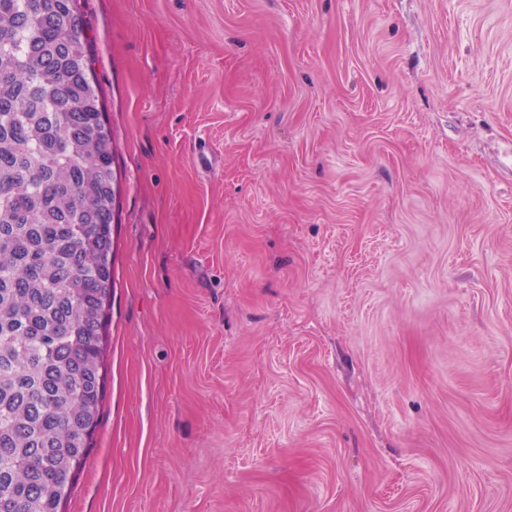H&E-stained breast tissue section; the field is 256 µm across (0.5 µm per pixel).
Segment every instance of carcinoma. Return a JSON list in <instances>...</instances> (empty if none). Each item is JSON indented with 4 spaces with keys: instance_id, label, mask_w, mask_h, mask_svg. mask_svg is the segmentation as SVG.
I'll return each mask as SVG.
<instances>
[{
    "instance_id": "carcinoma-1",
    "label": "carcinoma",
    "mask_w": 512,
    "mask_h": 512,
    "mask_svg": "<svg viewBox=\"0 0 512 512\" xmlns=\"http://www.w3.org/2000/svg\"><path fill=\"white\" fill-rule=\"evenodd\" d=\"M117 193L81 0H0V512H61L90 448Z\"/></svg>"
}]
</instances>
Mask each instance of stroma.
Listing matches in <instances>:
<instances>
[{
	"label": "stroma",
	"mask_w": 512,
	"mask_h": 512,
	"mask_svg": "<svg viewBox=\"0 0 512 512\" xmlns=\"http://www.w3.org/2000/svg\"><path fill=\"white\" fill-rule=\"evenodd\" d=\"M119 181L63 512H512V0H81Z\"/></svg>",
	"instance_id": "1"
}]
</instances>
